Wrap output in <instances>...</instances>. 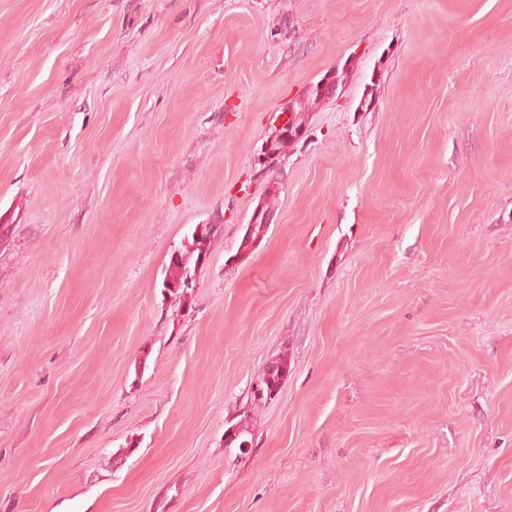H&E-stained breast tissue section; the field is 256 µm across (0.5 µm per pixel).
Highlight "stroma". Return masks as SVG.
Returning <instances> with one entry per match:
<instances>
[{"label":"stroma","instance_id":"obj_1","mask_svg":"<svg viewBox=\"0 0 512 512\" xmlns=\"http://www.w3.org/2000/svg\"><path fill=\"white\" fill-rule=\"evenodd\" d=\"M0 216V512H512V0H0ZM268 206H262L255 211L251 224H248L243 235L241 246L252 247L257 241H261L266 235L268 225ZM268 220V221H267ZM214 228L215 224H204L201 230L196 227L191 234V241L188 239L184 246L172 251L166 278L163 281L164 290L184 296L187 290L193 288L189 271L186 270L187 263L194 255L195 263H199L203 250L209 253L215 236ZM286 372L288 373V359L286 357H280L269 362L257 378L258 386L262 390L263 396H256V385L252 387L254 404L265 401L269 392L275 393L281 383L282 376Z\"/></svg>","mask_w":512,"mask_h":512}]
</instances>
